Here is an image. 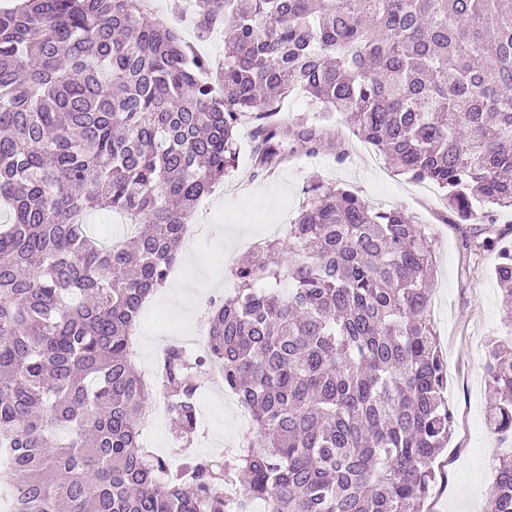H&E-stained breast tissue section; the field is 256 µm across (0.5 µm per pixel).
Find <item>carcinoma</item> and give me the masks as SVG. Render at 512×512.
<instances>
[{
    "label": "carcinoma",
    "mask_w": 512,
    "mask_h": 512,
    "mask_svg": "<svg viewBox=\"0 0 512 512\" xmlns=\"http://www.w3.org/2000/svg\"><path fill=\"white\" fill-rule=\"evenodd\" d=\"M196 23L224 32L217 87L135 0L0 10V512H424L454 414L435 245L403 210L315 182L210 302L205 358L168 346L148 384L136 327L234 166L239 115L295 88L460 220L512 209V0H196ZM258 136L257 165L277 164L281 127ZM97 209L130 236H87ZM495 276L512 324L511 250ZM213 361L260 439L167 478L141 419L162 396L194 437ZM483 369L490 427L512 436V344L490 338ZM485 512H512V456L495 459Z\"/></svg>",
    "instance_id": "carcinoma-1"
}]
</instances>
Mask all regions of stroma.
Returning a JSON list of instances; mask_svg holds the SVG:
<instances>
[{
  "label": "stroma",
  "instance_id": "1",
  "mask_svg": "<svg viewBox=\"0 0 512 512\" xmlns=\"http://www.w3.org/2000/svg\"><path fill=\"white\" fill-rule=\"evenodd\" d=\"M139 2L143 15L168 20L211 61L223 58V38L198 40L189 15L172 14L171 0ZM303 117L317 136L316 150L307 149L292 134ZM270 121L287 130L282 161L266 170L256 167L254 125L244 120L234 168L202 197L194 214L203 227L201 235L190 240L197 263H182L167 288L147 306L137 332L138 368L153 365L172 334L205 331L207 304L231 292V270L247 254L249 242L282 235L313 182L348 190L373 207L401 208L425 226L436 244L431 317L448 363V402L455 418L448 448L435 463L439 478L428 500L429 512H484L493 460L512 453V445L503 443L486 424L492 393L482 369L486 341L512 336V328L503 320L500 286L493 274L499 244L512 246V213L499 214L489 231L460 221L448 209L441 190L397 172L337 115L323 112L301 91L279 101ZM211 405L204 434L192 447L177 442L167 420L155 426L154 448L169 466L179 467L185 451L201 458L215 452L226 455L244 438L256 437V429L243 424L220 394H212Z\"/></svg>",
  "mask_w": 512,
  "mask_h": 512
}]
</instances>
